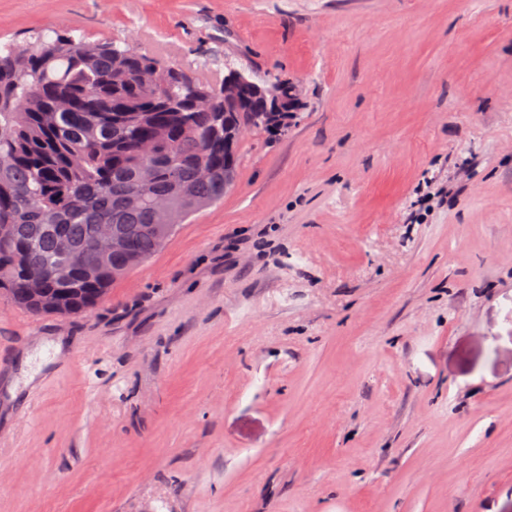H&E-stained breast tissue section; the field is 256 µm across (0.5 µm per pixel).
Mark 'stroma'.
<instances>
[{"instance_id": "stroma-1", "label": "stroma", "mask_w": 512, "mask_h": 512, "mask_svg": "<svg viewBox=\"0 0 512 512\" xmlns=\"http://www.w3.org/2000/svg\"><path fill=\"white\" fill-rule=\"evenodd\" d=\"M48 27L300 107L95 308L0 298V512H512V0H0ZM471 183V175L470 170L461 164L458 166L455 164L453 168L448 171V183L444 185L443 183H435L432 180L427 181V184L436 190L433 195H442V194H456L462 187L468 186Z\"/></svg>"}]
</instances>
